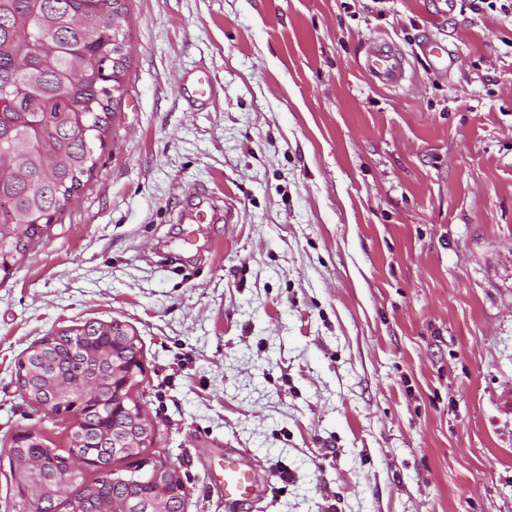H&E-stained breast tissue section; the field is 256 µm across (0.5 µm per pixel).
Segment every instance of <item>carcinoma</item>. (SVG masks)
Segmentation results:
<instances>
[{
    "mask_svg": "<svg viewBox=\"0 0 512 512\" xmlns=\"http://www.w3.org/2000/svg\"><path fill=\"white\" fill-rule=\"evenodd\" d=\"M125 0H0V100L11 121L0 124V225L22 232L3 243L0 265L16 263L44 239L61 212L96 165L110 112L124 91L125 60L117 38L127 39ZM35 102L39 111L20 113L16 98ZM112 335V322L92 321L54 336L45 358L19 372L38 388L29 399L58 413L73 412L88 430L112 424L97 401L88 397L87 378L102 368L81 349ZM71 383L69 402L52 403L58 377ZM71 450L50 448L45 438L26 446L13 443L11 455L43 458L37 477L18 471L15 479L21 512H60L59 486H79L74 501L82 512H112V504L131 496L152 497L149 481L121 484L112 469L97 466L90 482L72 478Z\"/></svg>",
    "mask_w": 512,
    "mask_h": 512,
    "instance_id": "carcinoma-1",
    "label": "carcinoma"
}]
</instances>
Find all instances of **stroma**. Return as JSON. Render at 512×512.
<instances>
[{
    "mask_svg": "<svg viewBox=\"0 0 512 512\" xmlns=\"http://www.w3.org/2000/svg\"><path fill=\"white\" fill-rule=\"evenodd\" d=\"M97 166L0 273L6 452L25 350L89 321L141 344L138 393L185 512H512V16L472 0H125ZM434 36L459 57L434 74ZM388 40L407 78L380 86ZM207 71L210 100H186ZM234 208L190 225L186 195ZM258 475L226 499L225 450ZM364 68L381 86L397 87L405 79V57L387 43H378L367 49Z\"/></svg>",
    "mask_w": 512,
    "mask_h": 512,
    "instance_id": "obj_1",
    "label": "stroma"
}]
</instances>
